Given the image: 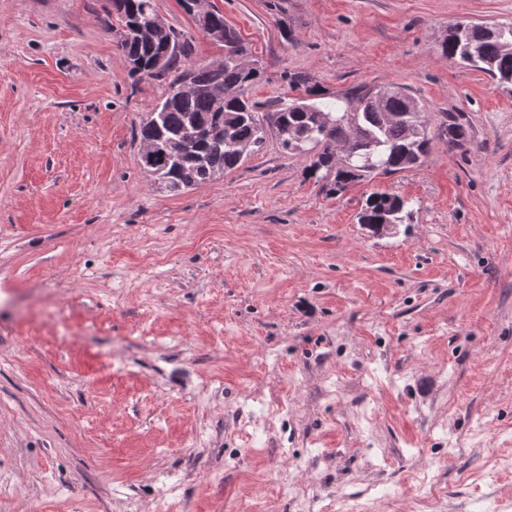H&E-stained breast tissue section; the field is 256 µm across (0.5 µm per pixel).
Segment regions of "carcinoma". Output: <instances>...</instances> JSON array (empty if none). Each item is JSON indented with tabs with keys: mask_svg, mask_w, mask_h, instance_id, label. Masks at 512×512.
Masks as SVG:
<instances>
[{
	"mask_svg": "<svg viewBox=\"0 0 512 512\" xmlns=\"http://www.w3.org/2000/svg\"><path fill=\"white\" fill-rule=\"evenodd\" d=\"M105 30L112 21L122 27L117 47L132 64L133 75L164 81L170 91L138 128L136 138L144 149L154 152L153 162L142 166L157 188L179 192L201 185L242 166L261 151L273 134L288 154H311L306 167L309 177L327 181L328 192L339 194L358 180H372L410 170L424 163L429 139L417 101L394 89L383 98L373 92H348L329 106L319 102L320 87L299 74H283L295 88L305 86L308 107L295 101H275L274 109L249 97L250 88L261 79L258 67L226 57L212 64L190 63L192 40L169 26L151 27L157 15L155 0H107L102 6ZM204 32L219 34L224 45L247 53L237 30L213 10L195 19ZM453 25L441 43L440 52L450 62L480 71L502 85H512V49L501 47L494 26ZM478 46L479 59H469L462 44ZM167 53L164 72L149 74L153 58ZM185 85L181 93L171 92L174 84ZM442 133L451 147L468 139L465 124L455 116L443 122ZM409 201L385 192H373L365 200L359 223L380 226L387 219L401 224L408 216Z\"/></svg>",
	"mask_w": 512,
	"mask_h": 512,
	"instance_id": "carcinoma-1",
	"label": "carcinoma"
}]
</instances>
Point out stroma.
I'll return each mask as SVG.
<instances>
[{
  "mask_svg": "<svg viewBox=\"0 0 512 512\" xmlns=\"http://www.w3.org/2000/svg\"><path fill=\"white\" fill-rule=\"evenodd\" d=\"M103 2L0 0V512H401L423 484V512H512V88L439 48L512 0H209L254 99L304 97L288 72L422 108L427 160L337 196L273 137L156 188L135 134L167 86L130 74ZM377 190L411 220L369 233ZM196 25L204 32H215L224 40L225 46H235L239 53L248 55L247 48L243 45L242 39L237 30L224 21V14L218 10H212L204 16L192 17Z\"/></svg>",
  "mask_w": 512,
  "mask_h": 512,
  "instance_id": "1",
  "label": "stroma"
}]
</instances>
